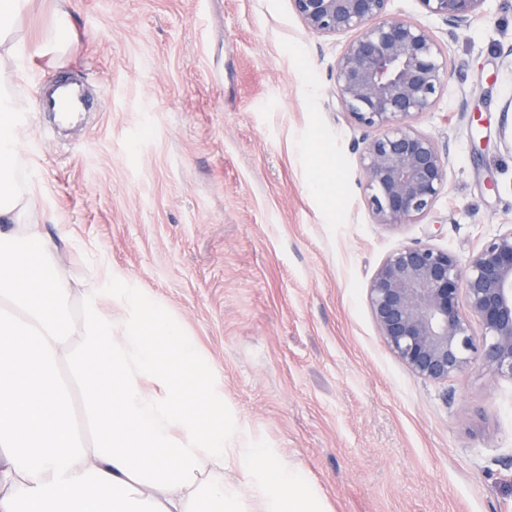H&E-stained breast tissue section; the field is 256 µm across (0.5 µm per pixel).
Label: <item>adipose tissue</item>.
I'll return each mask as SVG.
<instances>
[{
    "mask_svg": "<svg viewBox=\"0 0 512 512\" xmlns=\"http://www.w3.org/2000/svg\"><path fill=\"white\" fill-rule=\"evenodd\" d=\"M31 7L0 0V512H332L295 463L227 427L224 389L175 320L110 267L82 292L63 276L72 241L35 220L18 81L70 24L29 38Z\"/></svg>",
    "mask_w": 512,
    "mask_h": 512,
    "instance_id": "obj_1",
    "label": "adipose tissue"
}]
</instances>
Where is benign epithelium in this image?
<instances>
[{
    "instance_id": "obj_1",
    "label": "benign epithelium",
    "mask_w": 512,
    "mask_h": 512,
    "mask_svg": "<svg viewBox=\"0 0 512 512\" xmlns=\"http://www.w3.org/2000/svg\"><path fill=\"white\" fill-rule=\"evenodd\" d=\"M291 2L312 33H356L336 61L335 86L353 123L378 132L360 153L366 205L376 224L415 223L448 188L449 159L413 121L448 88L449 47L427 26L392 17L391 0ZM417 2L445 21L452 40L486 0ZM368 295L385 343L415 376L442 381L480 362L512 379V228L464 264L449 251L402 246L381 263Z\"/></svg>"
}]
</instances>
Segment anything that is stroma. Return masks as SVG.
I'll use <instances>...</instances> for the list:
<instances>
[{
	"label": "stroma",
	"mask_w": 512,
	"mask_h": 512,
	"mask_svg": "<svg viewBox=\"0 0 512 512\" xmlns=\"http://www.w3.org/2000/svg\"><path fill=\"white\" fill-rule=\"evenodd\" d=\"M72 48L24 62L37 218L163 307L224 386L228 422L296 463L335 512H512V380L481 363L416 377L387 347L368 286L425 244L467 259L512 228V0L449 38L417 0L392 13L451 40L453 77L413 122L449 150L448 189L420 220L374 223L336 97L345 37L307 31L291 0H34ZM65 62L104 94L65 137L40 83Z\"/></svg>",
	"instance_id": "stroma-1"
}]
</instances>
